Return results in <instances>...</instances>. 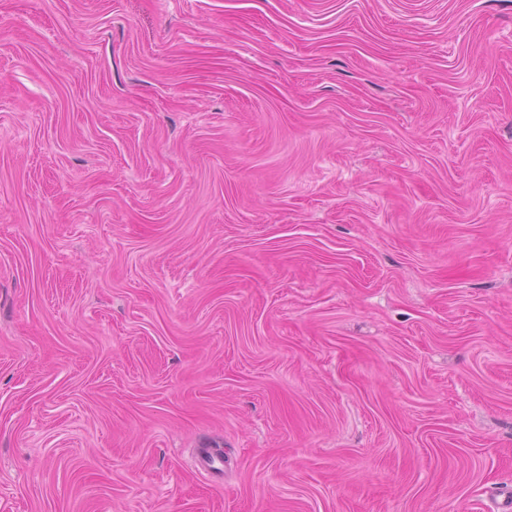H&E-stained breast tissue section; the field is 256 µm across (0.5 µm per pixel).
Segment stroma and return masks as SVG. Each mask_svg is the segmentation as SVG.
<instances>
[{
	"label": "stroma",
	"instance_id": "obj_1",
	"mask_svg": "<svg viewBox=\"0 0 512 512\" xmlns=\"http://www.w3.org/2000/svg\"><path fill=\"white\" fill-rule=\"evenodd\" d=\"M511 493L512 0H0V512Z\"/></svg>",
	"mask_w": 512,
	"mask_h": 512
}]
</instances>
